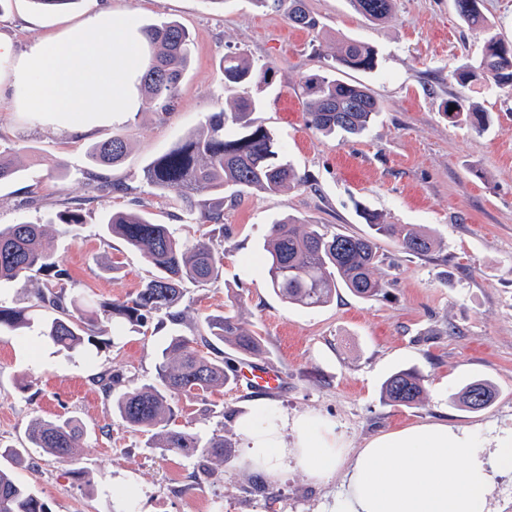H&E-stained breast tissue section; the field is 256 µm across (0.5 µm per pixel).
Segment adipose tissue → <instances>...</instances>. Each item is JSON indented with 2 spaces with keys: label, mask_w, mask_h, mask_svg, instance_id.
Instances as JSON below:
<instances>
[{
  "label": "adipose tissue",
  "mask_w": 512,
  "mask_h": 512,
  "mask_svg": "<svg viewBox=\"0 0 512 512\" xmlns=\"http://www.w3.org/2000/svg\"><path fill=\"white\" fill-rule=\"evenodd\" d=\"M89 25L95 38L63 32L21 55L0 36V101L68 132L135 111L148 58L132 16L115 17L106 6ZM239 424L251 472L274 480L298 467L317 482L340 479L335 512H488L496 475L512 472V435L489 452L444 423L380 435L350 460L335 425L314 415L288 417L259 405Z\"/></svg>",
  "instance_id": "adipose-tissue-1"
}]
</instances>
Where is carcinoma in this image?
Returning a JSON list of instances; mask_svg holds the SVG:
<instances>
[{
    "mask_svg": "<svg viewBox=\"0 0 512 512\" xmlns=\"http://www.w3.org/2000/svg\"><path fill=\"white\" fill-rule=\"evenodd\" d=\"M353 9L371 22H385L392 15L393 0H349ZM461 21L482 35L480 56L454 70L462 86L493 84L512 88V41L496 30L482 9L483 0H452ZM291 25L315 30L318 21L305 8L303 0L288 5ZM150 67L140 83L141 94L159 115L166 116L174 106L181 78L191 60L188 31L171 21L144 28ZM378 57L367 44L347 39L330 56L324 74L304 78L305 109L310 126L324 136L359 137L367 133L382 112L379 101L361 83H349L336 76L345 69L371 72ZM224 87L246 90L267 80L272 67L255 65L240 53H227L220 63ZM260 102L241 96L234 111L211 116L202 130L183 137L172 149L150 161L143 178L159 195L174 194L191 211L199 197L217 194V201L200 211V224L224 223V195L245 192L277 194L307 183L288 163L282 146L271 131L254 115ZM444 113L480 133L491 122L486 112H478L463 97L445 102ZM128 152L123 136L95 143L89 152L97 165L120 164ZM20 175L15 157L0 151V181ZM368 224L365 234L329 231L321 224L304 223L292 217L271 227L262 265L268 283L285 302L315 310L331 302L336 290L347 289L363 300L386 294L387 283L375 275L380 262L378 241L390 239L410 255L424 257L438 245L435 235L420 224H387L374 213L361 211ZM104 232L123 239L131 248L144 253L154 274L137 292L126 298L87 305L84 298L67 292L70 279L54 252L45 242L46 225L22 222L0 227V282L29 279L36 274L52 278L55 286L39 289L29 307L0 305V331L17 336L31 324V313L42 315V336L64 351L92 343L94 329L102 320L119 326H143L163 316L180 325L184 312L179 308L182 286L205 285L221 277L223 257L213 239L180 238L168 225L156 224L141 210L116 211L105 216ZM250 357L263 354V338L244 328L239 310L232 308L206 320V333L195 336L171 335L156 365L155 382L126 390L115 400L117 413L129 427L149 435L148 445L163 453L197 462L199 472L213 475L208 462L227 459L229 444L221 434L205 439L199 434L174 426L177 402L182 396H203L236 379V370L224 364V354L213 349L212 340ZM213 351L208 355L205 350ZM105 396L122 385V377L107 370L92 378ZM423 375L415 369L390 374L382 384L383 398L395 405H414L423 400ZM497 397L494 385L475 380L452 394L454 403L469 411L491 407ZM86 431L71 417L36 418L26 429L28 447L60 458H69L81 447ZM0 512H49L46 504L0 469Z\"/></svg>",
    "mask_w": 512,
    "mask_h": 512,
    "instance_id": "1",
    "label": "carcinoma"
}]
</instances>
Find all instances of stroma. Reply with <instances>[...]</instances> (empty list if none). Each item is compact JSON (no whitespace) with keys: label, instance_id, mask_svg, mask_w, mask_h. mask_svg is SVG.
<instances>
[{"label":"stroma","instance_id":"stroma-1","mask_svg":"<svg viewBox=\"0 0 512 512\" xmlns=\"http://www.w3.org/2000/svg\"><path fill=\"white\" fill-rule=\"evenodd\" d=\"M107 1L115 15L133 14L138 26L175 21L187 28L192 61L178 99L165 118L143 105L81 134L1 106L0 149L18 148L21 175L0 184V224H47L50 245L70 272L68 292L97 301L134 295L152 273L140 251L104 234L102 220L116 210H146L187 240L213 236L224 273L187 286L186 320L177 329L158 320L142 327L104 321L93 344L71 353L41 336L37 318L24 338L1 333L0 448L22 447L37 417L74 418L86 438L74 457L34 452L19 465L1 458L0 467L14 470L49 512H332L338 481L319 485L293 468L270 482L242 467L238 418L255 398L239 385L179 400L178 426L206 437L217 431L235 445L213 477L200 479L194 461L145 447L144 436L122 422L112 398L92 382L105 368L128 386L153 381L157 353L172 331L192 335L234 301L246 328L264 339L262 361L286 377L269 406L330 420L348 454L378 435L423 423L448 424L489 449L511 433L512 90L456 82L454 70L478 57L482 38L462 23L452 0H394L383 24L364 19L349 0H304L319 21L314 32L289 25L287 5L255 0H74L48 12L32 0H7L0 33L20 53L64 30L89 37L87 20ZM347 38L372 46L380 68L346 72L345 80L366 84L384 109L366 135L346 141L308 125L302 81L323 72L326 56ZM229 52L273 66L269 82L250 93L262 102L260 120L307 182L276 195L225 199L223 225L195 224L179 201L156 196L141 174L149 160L232 108L237 92L225 88L218 68ZM456 96L491 113L492 127L479 135L447 117L443 104ZM115 134L129 144L124 161L92 164L89 147ZM100 181L125 189L100 191ZM359 203L386 223L429 227L441 248L416 257L382 241L376 274L388 284L384 298L365 301L341 288L317 310L284 302L258 261L272 223L290 215L363 233ZM68 208L80 209L84 222L63 233L52 220ZM408 367L425 378L422 402L385 403L384 380ZM482 378L496 386L493 406L470 412L449 402L459 385Z\"/></svg>","mask_w":512,"mask_h":512}]
</instances>
